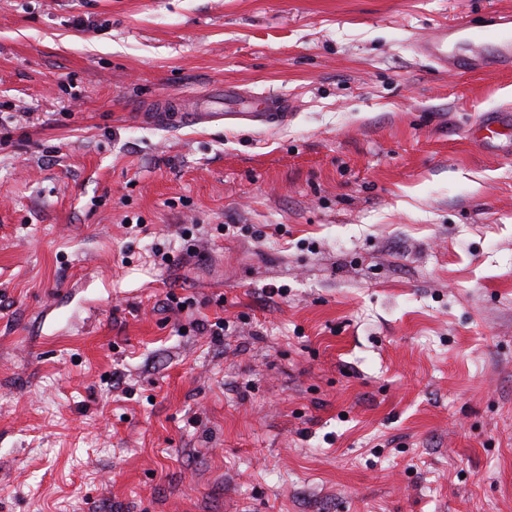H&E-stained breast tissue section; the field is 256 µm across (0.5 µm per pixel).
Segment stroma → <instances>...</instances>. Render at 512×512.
Listing matches in <instances>:
<instances>
[{"mask_svg":"<svg viewBox=\"0 0 512 512\" xmlns=\"http://www.w3.org/2000/svg\"><path fill=\"white\" fill-rule=\"evenodd\" d=\"M508 12L0 0V512H512V71L415 49ZM289 108L288 99L282 95L258 94L246 98L235 88L224 86L213 89L194 112H140L139 115L143 120L158 118L166 123L224 121V125L267 124L288 117ZM512 107L493 110L486 112L483 115L475 127L473 135L475 140L481 144L486 143L488 135H484V132L498 133L496 130H509L512 129Z\"/></svg>","mask_w":512,"mask_h":512,"instance_id":"1","label":"stroma"}]
</instances>
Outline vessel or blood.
I'll return each mask as SVG.
<instances>
[{"instance_id": "b4317fda", "label": "vessel or blood", "mask_w": 512, "mask_h": 512, "mask_svg": "<svg viewBox=\"0 0 512 512\" xmlns=\"http://www.w3.org/2000/svg\"><path fill=\"white\" fill-rule=\"evenodd\" d=\"M416 51L448 72L478 70L490 65L511 67L512 25L491 23L478 30L470 29L465 23L445 25L419 41ZM289 107L284 96L260 94L246 98L227 86L213 89L196 111L162 112L158 118L167 123L267 124L287 116ZM509 129H512V109L506 107L486 112L475 127L474 136L482 143L487 134Z\"/></svg>"}]
</instances>
